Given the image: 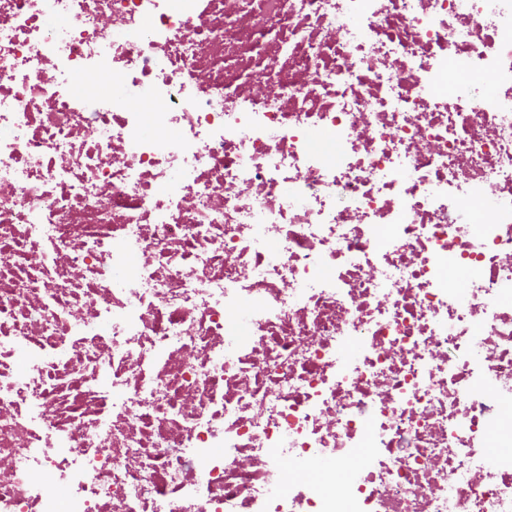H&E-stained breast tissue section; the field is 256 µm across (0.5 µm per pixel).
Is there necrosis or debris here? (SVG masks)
<instances>
[{
    "label": "necrosis or debris",
    "instance_id": "4bbe7bcc",
    "mask_svg": "<svg viewBox=\"0 0 512 512\" xmlns=\"http://www.w3.org/2000/svg\"><path fill=\"white\" fill-rule=\"evenodd\" d=\"M506 401L512 0H0V512H512ZM286 467L288 471V481L282 486L284 492L288 491V484L294 480L307 479L309 481L317 482L321 479H330L327 464L325 462L318 461L317 468L313 469H309L303 466L293 468L292 464L290 465V463H288Z\"/></svg>",
    "mask_w": 512,
    "mask_h": 512
}]
</instances>
